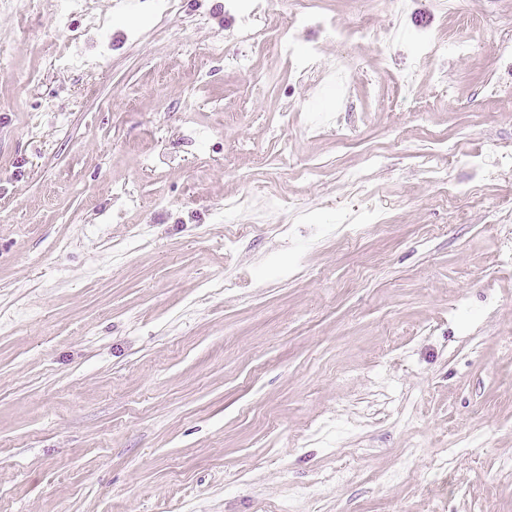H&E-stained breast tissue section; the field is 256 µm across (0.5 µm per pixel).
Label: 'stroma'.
<instances>
[{
  "label": "stroma",
  "instance_id": "1",
  "mask_svg": "<svg viewBox=\"0 0 512 512\" xmlns=\"http://www.w3.org/2000/svg\"><path fill=\"white\" fill-rule=\"evenodd\" d=\"M320 2L0 0V512H512V0ZM298 10L293 17L288 15L268 13L266 23L260 29H246L239 34L242 43H245L254 54H265L271 47L276 49L277 55L288 58L294 50L295 30L292 26L300 24L304 15L318 8V0H299Z\"/></svg>",
  "mask_w": 512,
  "mask_h": 512
}]
</instances>
